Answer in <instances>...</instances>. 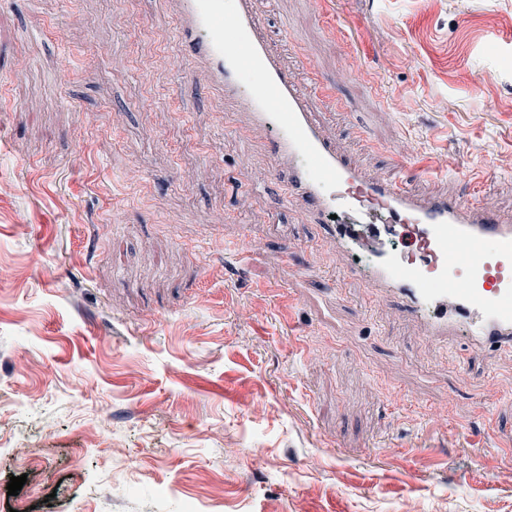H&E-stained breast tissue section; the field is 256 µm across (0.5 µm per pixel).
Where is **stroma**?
I'll return each instance as SVG.
<instances>
[{"label": "stroma", "instance_id": "obj_1", "mask_svg": "<svg viewBox=\"0 0 512 512\" xmlns=\"http://www.w3.org/2000/svg\"><path fill=\"white\" fill-rule=\"evenodd\" d=\"M253 9L365 172L512 211V0ZM182 58L163 0H0V512H512V349L344 279Z\"/></svg>", "mask_w": 512, "mask_h": 512}]
</instances>
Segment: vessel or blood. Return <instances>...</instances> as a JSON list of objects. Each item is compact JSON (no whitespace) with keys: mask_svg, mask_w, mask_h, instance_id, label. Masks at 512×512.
I'll use <instances>...</instances> for the list:
<instances>
[{"mask_svg":"<svg viewBox=\"0 0 512 512\" xmlns=\"http://www.w3.org/2000/svg\"><path fill=\"white\" fill-rule=\"evenodd\" d=\"M193 70L210 78L242 127L265 131L270 174L337 250L373 238L370 261L347 278L398 300L424 335L471 348L512 347V221L474 198L424 197L398 175L370 176L348 163L268 42L252 0H166Z\"/></svg>","mask_w":512,"mask_h":512,"instance_id":"1","label":"vessel or blood"}]
</instances>
